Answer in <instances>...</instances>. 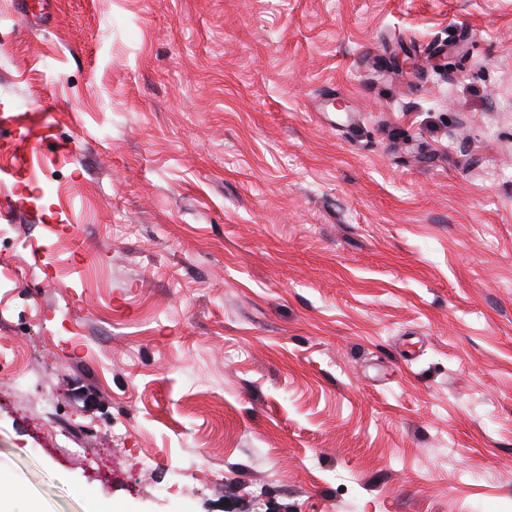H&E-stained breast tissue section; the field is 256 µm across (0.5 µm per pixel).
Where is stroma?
<instances>
[{"label":"stroma","mask_w":512,"mask_h":512,"mask_svg":"<svg viewBox=\"0 0 512 512\" xmlns=\"http://www.w3.org/2000/svg\"><path fill=\"white\" fill-rule=\"evenodd\" d=\"M32 132L10 512H512V0H0Z\"/></svg>","instance_id":"35a3bbf8"}]
</instances>
